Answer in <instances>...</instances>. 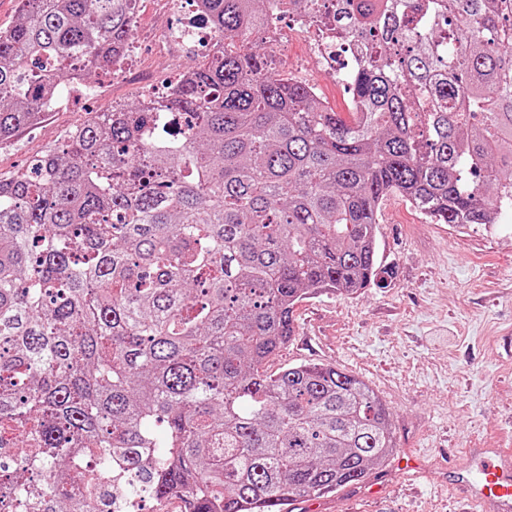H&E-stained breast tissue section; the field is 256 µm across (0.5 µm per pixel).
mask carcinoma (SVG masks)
<instances>
[{
    "instance_id": "carcinoma-1",
    "label": "carcinoma",
    "mask_w": 512,
    "mask_h": 512,
    "mask_svg": "<svg viewBox=\"0 0 512 512\" xmlns=\"http://www.w3.org/2000/svg\"><path fill=\"white\" fill-rule=\"evenodd\" d=\"M137 0H20L0 30V144L42 119L75 68L129 52ZM317 13L366 58L344 117L242 47ZM218 52L163 101L114 107L0 175V430L28 453L0 506L86 512L77 467L109 468L187 512H289L360 483L396 444L358 376L265 363L296 306L390 270L378 212H512V0H206ZM188 112L178 141L154 130ZM39 477L36 490L26 474Z\"/></svg>"
}]
</instances>
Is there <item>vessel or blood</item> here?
Instances as JSON below:
<instances>
[{
  "mask_svg": "<svg viewBox=\"0 0 512 512\" xmlns=\"http://www.w3.org/2000/svg\"><path fill=\"white\" fill-rule=\"evenodd\" d=\"M457 486L467 501L457 512H512V451L471 449Z\"/></svg>",
  "mask_w": 512,
  "mask_h": 512,
  "instance_id": "b4317fda",
  "label": "vessel or blood"
}]
</instances>
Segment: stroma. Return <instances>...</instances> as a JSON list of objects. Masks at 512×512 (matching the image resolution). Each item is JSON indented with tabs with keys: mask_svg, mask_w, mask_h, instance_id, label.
Instances as JSON below:
<instances>
[{
	"mask_svg": "<svg viewBox=\"0 0 512 512\" xmlns=\"http://www.w3.org/2000/svg\"><path fill=\"white\" fill-rule=\"evenodd\" d=\"M172 18L163 0H138L134 70L153 83L194 66L198 55L172 60L159 41ZM313 37L285 25L277 69L316 86L321 102L348 112L352 95L338 72L312 61ZM142 83L117 74L95 95L51 107L41 124L0 146V173L22 169L76 125L110 106L142 100ZM385 287L357 295L322 292L296 308V334L266 366H335L366 381L391 416L398 454L447 452L425 476L375 466L362 482L304 500L314 512H449L445 484L468 449L512 437V214L497 224L458 229L432 224L393 194L378 213Z\"/></svg>",
	"mask_w": 512,
	"mask_h": 512,
	"instance_id": "obj_1",
	"label": "stroma"
}]
</instances>
